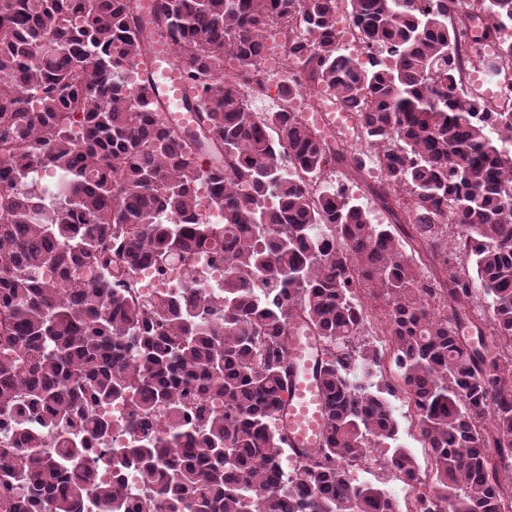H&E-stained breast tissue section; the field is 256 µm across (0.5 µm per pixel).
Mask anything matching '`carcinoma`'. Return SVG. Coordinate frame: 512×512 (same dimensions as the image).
<instances>
[{"label":"carcinoma","mask_w":512,"mask_h":512,"mask_svg":"<svg viewBox=\"0 0 512 512\" xmlns=\"http://www.w3.org/2000/svg\"><path fill=\"white\" fill-rule=\"evenodd\" d=\"M338 0H157L198 113L183 135L161 121L131 0H0V487L27 482L39 512H401L347 467L396 440L386 398L360 369L383 352L340 351L367 314L356 292L388 300V353L409 389L445 512H506L512 484V110L459 93L471 55L464 11L483 38L512 24V0H348L372 50L341 47ZM293 18L288 59L303 74L288 108L255 112L238 79L261 56L257 36ZM235 62L224 74V55ZM321 84L352 107L362 139L385 150L368 182L363 155L330 144L299 112ZM501 135H486L489 121ZM292 151L296 173L282 169ZM335 166L364 182L386 224L338 185L309 190ZM44 168L61 187L41 195ZM221 221L198 212L200 185ZM463 225L454 249L440 222ZM464 255L467 266L449 263ZM199 252L224 257L219 295L191 284L142 298L138 269L196 278ZM487 313L471 308L477 292ZM450 314L436 315L433 306ZM487 322L491 339L479 325ZM303 323L322 345L324 447L288 478L283 430L288 336ZM477 328L472 343L465 329ZM128 409L127 444L99 482L93 448L108 436L96 408ZM56 434L58 451H44ZM154 494L131 501L123 472ZM387 466L417 464L394 448Z\"/></svg>","instance_id":"carcinoma-1"}]
</instances>
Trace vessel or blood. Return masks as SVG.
Segmentation results:
<instances>
[{"mask_svg": "<svg viewBox=\"0 0 512 512\" xmlns=\"http://www.w3.org/2000/svg\"><path fill=\"white\" fill-rule=\"evenodd\" d=\"M147 59L148 76L166 112L183 130L193 131L196 110L187 94L185 71L171 56L168 40H154ZM288 359V404L281 414V426L289 447L310 453L322 446L326 423L318 382L321 350L317 339L304 329L295 330Z\"/></svg>", "mask_w": 512, "mask_h": 512, "instance_id": "1", "label": "vessel or blood"}]
</instances>
